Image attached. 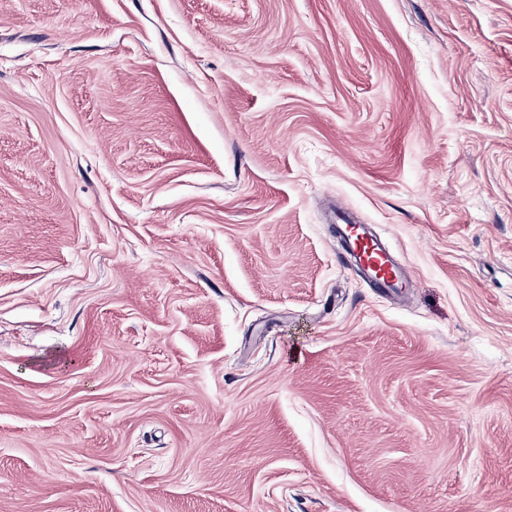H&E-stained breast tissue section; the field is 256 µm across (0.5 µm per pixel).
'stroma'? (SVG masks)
Masks as SVG:
<instances>
[{
	"label": "stroma",
	"instance_id": "stroma-1",
	"mask_svg": "<svg viewBox=\"0 0 512 512\" xmlns=\"http://www.w3.org/2000/svg\"><path fill=\"white\" fill-rule=\"evenodd\" d=\"M0 512H512V0H0ZM336 237L371 288L395 292L409 284L407 273L395 265L384 243L367 224H352L342 210L336 213Z\"/></svg>",
	"mask_w": 512,
	"mask_h": 512
}]
</instances>
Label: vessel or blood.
Masks as SVG:
<instances>
[{"label": "vessel or blood", "mask_w": 512, "mask_h": 512, "mask_svg": "<svg viewBox=\"0 0 512 512\" xmlns=\"http://www.w3.org/2000/svg\"><path fill=\"white\" fill-rule=\"evenodd\" d=\"M336 236L343 250L371 287L391 293L407 287V273L395 265L384 243L365 224H353L344 213H337Z\"/></svg>", "instance_id": "vessel-or-blood-1"}]
</instances>
